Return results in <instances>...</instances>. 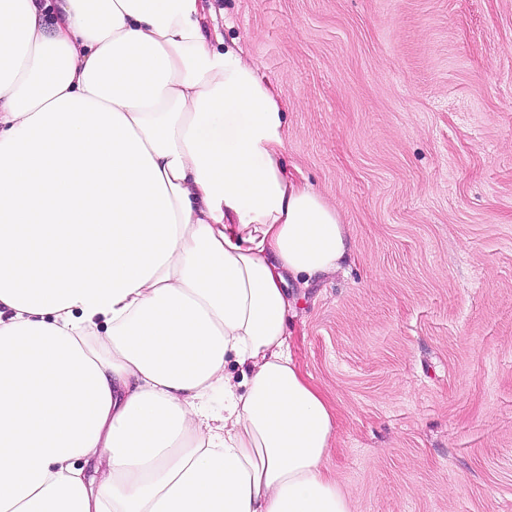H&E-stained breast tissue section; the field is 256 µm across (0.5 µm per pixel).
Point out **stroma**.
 Returning <instances> with one entry per match:
<instances>
[{"label":"stroma","mask_w":512,"mask_h":512,"mask_svg":"<svg viewBox=\"0 0 512 512\" xmlns=\"http://www.w3.org/2000/svg\"><path fill=\"white\" fill-rule=\"evenodd\" d=\"M351 252L290 284L351 512H512V0H202Z\"/></svg>","instance_id":"stroma-1"}]
</instances>
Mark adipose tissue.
Returning a JSON list of instances; mask_svg holds the SVG:
<instances>
[{"label":"adipose tissue","mask_w":512,"mask_h":512,"mask_svg":"<svg viewBox=\"0 0 512 512\" xmlns=\"http://www.w3.org/2000/svg\"><path fill=\"white\" fill-rule=\"evenodd\" d=\"M200 13L0 0V512H350L285 330L346 228Z\"/></svg>","instance_id":"adipose-tissue-1"}]
</instances>
